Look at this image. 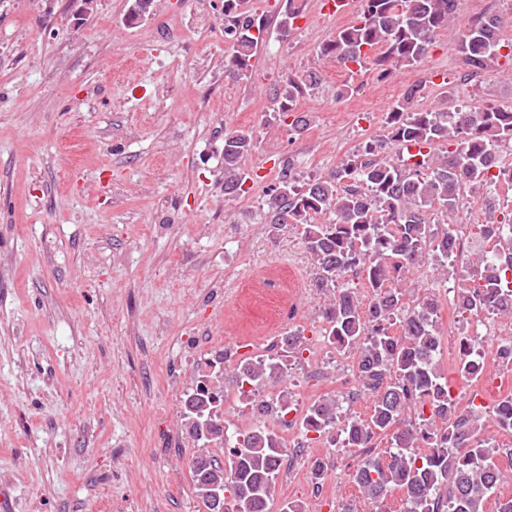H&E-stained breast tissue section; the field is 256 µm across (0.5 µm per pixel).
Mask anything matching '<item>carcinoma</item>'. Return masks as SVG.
<instances>
[{
    "label": "carcinoma",
    "instance_id": "obj_1",
    "mask_svg": "<svg viewBox=\"0 0 512 512\" xmlns=\"http://www.w3.org/2000/svg\"><path fill=\"white\" fill-rule=\"evenodd\" d=\"M154 0H132L128 15L137 23L151 16ZM246 0H224V37L230 41L225 72L247 76L258 48L252 30L263 24L245 8ZM460 12V0H362L354 23L338 30L321 55L341 66L353 63L379 77L414 70L427 58L439 32ZM499 14L473 17L461 33L465 61L476 72L503 57ZM322 83L315 69L288 76L280 89L279 110L295 111L296 101ZM423 85L407 87L385 117V133L371 137L359 153L325 177L298 187L283 178L270 187L265 205L270 223L302 226V240L316 270L315 288L329 293L322 309L324 339L347 351L363 390L372 399L367 419L341 411L333 397L311 403L302 420L317 439L339 426L347 445L362 449L352 480L369 499L384 502L403 493L402 512H486V503L503 480L501 452L486 435L487 418L474 404L459 407L448 391L440 365L436 330L439 300L427 293L406 301L405 282L431 263L453 281V305L462 317L483 312L512 315V251L454 253L453 216L460 197L483 185L512 186V171L496 156L512 142V106L469 104L463 109L410 107ZM414 148L422 160L399 163L389 146ZM254 149L252 134L224 137V193L242 190L240 162ZM443 217L442 224L434 215ZM325 221L320 222L318 218ZM480 236L512 241V224H484ZM366 281L367 298L339 284L348 271ZM306 350L301 332H290L264 354L241 359L232 375L253 427L239 434L218 409L223 390L212 391L203 375L184 400L182 429L190 438L192 478L206 512H214L211 489L224 486L223 512H267L286 449L265 419L285 418L295 404L288 392L286 362ZM472 352L459 367L468 382L482 372ZM494 424L512 430V399L500 403ZM391 433L390 447L369 444ZM230 445L220 463L210 448ZM427 448L422 454L419 449Z\"/></svg>",
    "mask_w": 512,
    "mask_h": 512
}]
</instances>
